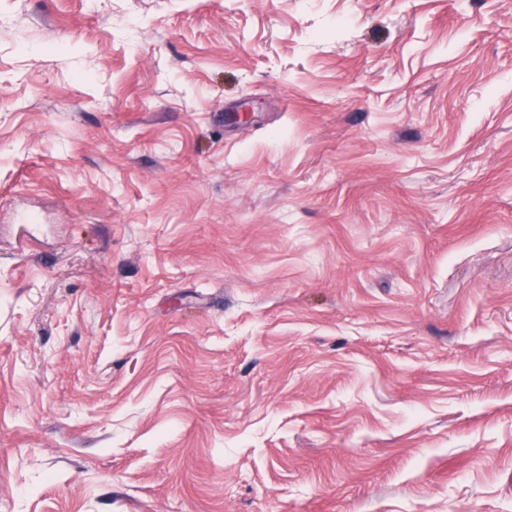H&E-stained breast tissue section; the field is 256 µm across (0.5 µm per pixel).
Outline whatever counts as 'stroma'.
<instances>
[{
  "label": "stroma",
  "mask_w": 512,
  "mask_h": 512,
  "mask_svg": "<svg viewBox=\"0 0 512 512\" xmlns=\"http://www.w3.org/2000/svg\"><path fill=\"white\" fill-rule=\"evenodd\" d=\"M0 512H512V0H0Z\"/></svg>",
  "instance_id": "obj_1"
}]
</instances>
